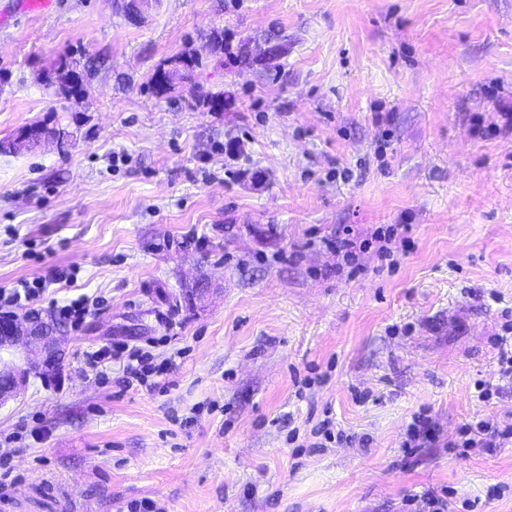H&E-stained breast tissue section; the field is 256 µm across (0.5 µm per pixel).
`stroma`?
Wrapping results in <instances>:
<instances>
[{"instance_id": "obj_1", "label": "stroma", "mask_w": 512, "mask_h": 512, "mask_svg": "<svg viewBox=\"0 0 512 512\" xmlns=\"http://www.w3.org/2000/svg\"><path fill=\"white\" fill-rule=\"evenodd\" d=\"M61 60L92 64L83 100L49 86ZM508 112L512 0H155L135 24L114 0H0V139L61 132L0 152V289L90 302L58 369L0 404V512H405L448 489L512 512V444L448 446L512 417ZM392 224L393 265L327 246ZM113 342L176 368L98 379L85 354ZM420 413L437 439L405 447ZM327 415L344 441L316 434ZM458 440L448 443L449 448H463L459 452L461 459L468 457L470 450L493 451L501 448L510 439L512 442V420H479L474 423H466L458 433Z\"/></svg>"}]
</instances>
